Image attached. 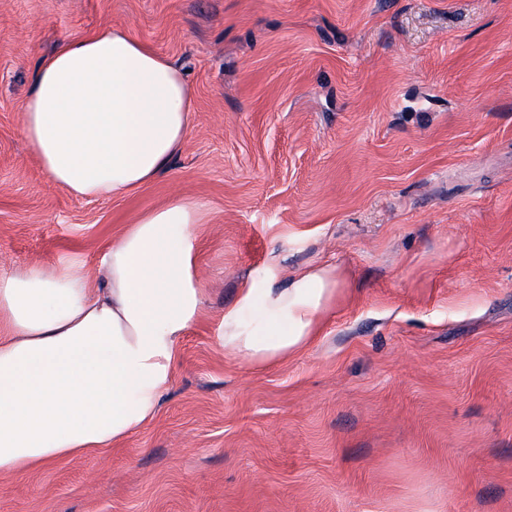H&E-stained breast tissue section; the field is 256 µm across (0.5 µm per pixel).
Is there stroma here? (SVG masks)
<instances>
[{"mask_svg":"<svg viewBox=\"0 0 512 512\" xmlns=\"http://www.w3.org/2000/svg\"><path fill=\"white\" fill-rule=\"evenodd\" d=\"M118 27L184 72L191 130L120 198L53 182L23 131L37 59ZM194 228L198 319L155 418L0 476V512H512V0H0V274L90 286L146 210ZM352 275L305 351L218 325L249 280Z\"/></svg>","mask_w":512,"mask_h":512,"instance_id":"35a3bbf8","label":"stroma"}]
</instances>
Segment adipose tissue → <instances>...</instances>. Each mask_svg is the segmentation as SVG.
<instances>
[{
	"label": "adipose tissue",
	"mask_w": 512,
	"mask_h": 512,
	"mask_svg": "<svg viewBox=\"0 0 512 512\" xmlns=\"http://www.w3.org/2000/svg\"><path fill=\"white\" fill-rule=\"evenodd\" d=\"M22 110L54 182L119 198L167 167L194 102L165 56L112 28L42 58ZM207 209L177 198L142 213L104 252L95 288L69 262L0 276V475L112 447L154 418L201 309L191 233ZM348 285L334 263L244 285L218 327L225 355L261 367L304 351Z\"/></svg>",
	"instance_id": "adipose-tissue-1"
}]
</instances>
